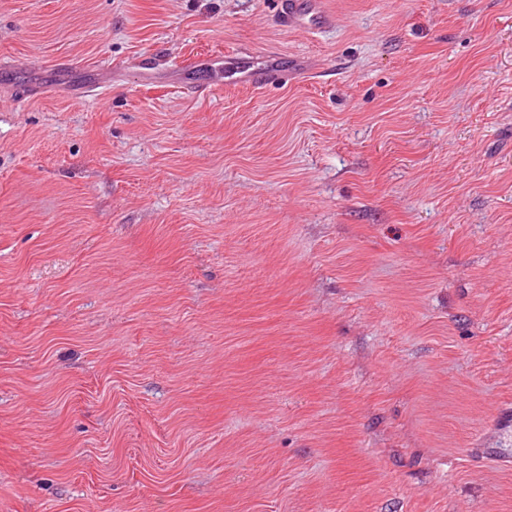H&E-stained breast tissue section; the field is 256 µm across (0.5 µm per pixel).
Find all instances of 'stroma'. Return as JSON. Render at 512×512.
Segmentation results:
<instances>
[{
  "mask_svg": "<svg viewBox=\"0 0 512 512\" xmlns=\"http://www.w3.org/2000/svg\"><path fill=\"white\" fill-rule=\"evenodd\" d=\"M326 6L0 0V512H512V0ZM279 18L288 29L321 31L335 23L322 0H280ZM284 77H288V69L259 68L247 78L237 77L235 82L261 90L281 82Z\"/></svg>",
  "mask_w": 512,
  "mask_h": 512,
  "instance_id": "1",
  "label": "stroma"
}]
</instances>
